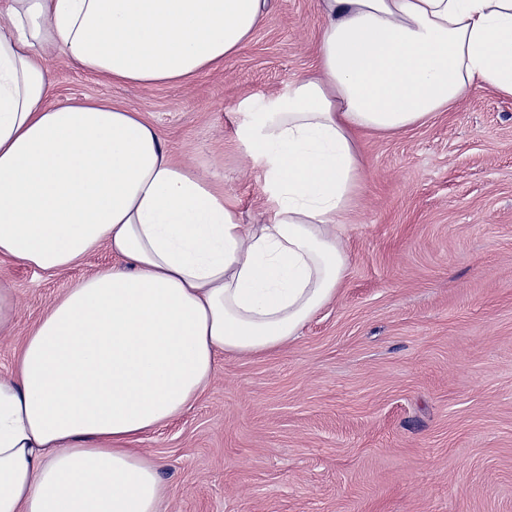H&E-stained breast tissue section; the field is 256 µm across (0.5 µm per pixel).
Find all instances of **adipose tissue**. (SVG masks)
<instances>
[{"label":"adipose tissue","mask_w":512,"mask_h":512,"mask_svg":"<svg viewBox=\"0 0 512 512\" xmlns=\"http://www.w3.org/2000/svg\"><path fill=\"white\" fill-rule=\"evenodd\" d=\"M319 2L313 72L241 104L256 224L138 112L49 103L43 57L186 82L243 48L268 0L0 4V260L52 274L104 247L121 261L54 303L0 378V512H158L145 436L193 405L219 356L277 352L335 300L362 136L405 132L473 87L512 97V0Z\"/></svg>","instance_id":"adipose-tissue-1"}]
</instances>
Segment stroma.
Returning a JSON list of instances; mask_svg holds the SVG:
<instances>
[{
  "mask_svg": "<svg viewBox=\"0 0 512 512\" xmlns=\"http://www.w3.org/2000/svg\"><path fill=\"white\" fill-rule=\"evenodd\" d=\"M322 22L319 0H269L240 52L185 83H112L50 55L51 99L140 112L252 224L265 194L237 105L309 74ZM363 151L336 300L281 351L222 356L144 439L166 512H512V99L471 89ZM116 263L104 248L54 274L0 263L15 303L0 374L53 302Z\"/></svg>",
  "mask_w": 512,
  "mask_h": 512,
  "instance_id": "1",
  "label": "stroma"
}]
</instances>
